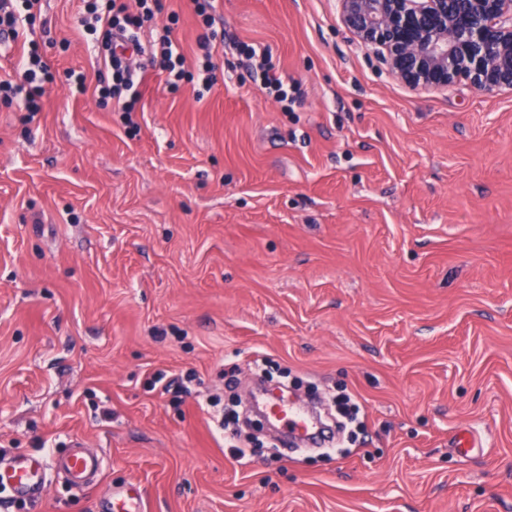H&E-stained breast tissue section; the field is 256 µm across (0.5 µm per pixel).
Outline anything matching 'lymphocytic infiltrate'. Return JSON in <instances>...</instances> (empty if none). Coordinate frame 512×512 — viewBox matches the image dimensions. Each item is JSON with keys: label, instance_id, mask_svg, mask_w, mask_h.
Wrapping results in <instances>:
<instances>
[{"label": "lymphocytic infiltrate", "instance_id": "lymphocytic-infiltrate-1", "mask_svg": "<svg viewBox=\"0 0 512 512\" xmlns=\"http://www.w3.org/2000/svg\"><path fill=\"white\" fill-rule=\"evenodd\" d=\"M85 10L92 23L88 30L111 72V80L101 83L99 95L111 102L113 111H135L140 94L135 87L138 78L147 70L164 73L170 91H178L189 73L186 58L178 52L171 39L170 24L176 14L165 11L164 0H139V13H130L125 0H84ZM168 17V25L161 27L157 47H144L140 31L144 26ZM20 80L0 78V96L16 100L19 111H40V97L44 82L52 80L49 65L42 59L37 45H30L20 61Z\"/></svg>", "mask_w": 512, "mask_h": 512}]
</instances>
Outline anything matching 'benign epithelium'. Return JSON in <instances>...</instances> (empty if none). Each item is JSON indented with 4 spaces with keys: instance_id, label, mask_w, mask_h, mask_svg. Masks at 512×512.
<instances>
[{
    "instance_id": "1",
    "label": "benign epithelium",
    "mask_w": 512,
    "mask_h": 512,
    "mask_svg": "<svg viewBox=\"0 0 512 512\" xmlns=\"http://www.w3.org/2000/svg\"><path fill=\"white\" fill-rule=\"evenodd\" d=\"M341 19L418 88H512V0H340Z\"/></svg>"
}]
</instances>
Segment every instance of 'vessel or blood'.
Returning a JSON list of instances; mask_svg holds the SVG:
<instances>
[{
  "mask_svg": "<svg viewBox=\"0 0 512 512\" xmlns=\"http://www.w3.org/2000/svg\"><path fill=\"white\" fill-rule=\"evenodd\" d=\"M259 408L283 429V447H312L323 443L324 429L313 415L301 411L295 403L283 396H263ZM104 459L99 453L84 452L74 447L69 457L59 461L57 470L74 486L92 483L103 469ZM46 462L40 457H13L0 462V487L12 498L37 503L42 499L46 482ZM102 512H147V503L137 486L113 489L101 503Z\"/></svg>",
  "mask_w": 512,
  "mask_h": 512,
  "instance_id": "obj_1",
  "label": "vessel or blood"
}]
</instances>
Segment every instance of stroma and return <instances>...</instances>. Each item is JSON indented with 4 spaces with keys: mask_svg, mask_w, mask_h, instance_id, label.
<instances>
[{
    "mask_svg": "<svg viewBox=\"0 0 512 512\" xmlns=\"http://www.w3.org/2000/svg\"><path fill=\"white\" fill-rule=\"evenodd\" d=\"M168 7L194 67L202 21ZM213 16L217 83L150 70L124 114L96 91L82 0H42V110L0 100V459L75 438L105 458L96 485L53 475L12 512H98L132 482L148 512H512V89H411L338 0ZM258 358L301 379L298 404L352 395L355 438L234 457L220 401L231 381L251 401ZM260 69L261 89L266 90L268 95L273 96L279 103L294 102V98L288 94V83H285L280 76L274 72V67L270 62V57L266 53L261 54V62L258 64Z\"/></svg>",
    "mask_w": 512,
    "mask_h": 512,
    "instance_id": "1",
    "label": "stroma"
}]
</instances>
